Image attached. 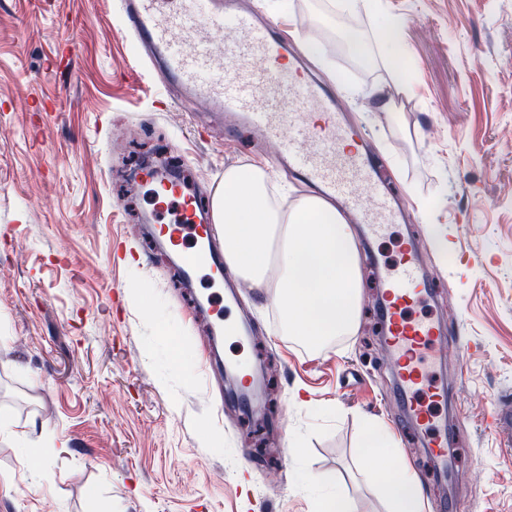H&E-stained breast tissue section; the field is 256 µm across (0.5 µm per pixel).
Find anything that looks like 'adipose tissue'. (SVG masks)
<instances>
[{"instance_id": "adipose-tissue-1", "label": "adipose tissue", "mask_w": 512, "mask_h": 512, "mask_svg": "<svg viewBox=\"0 0 512 512\" xmlns=\"http://www.w3.org/2000/svg\"><path fill=\"white\" fill-rule=\"evenodd\" d=\"M266 167L225 170L211 199L224 230V263L256 284L276 272L282 335L312 351L358 330L362 270L353 230L330 201L304 196L284 206L269 193ZM391 512H425L417 478L406 469L379 473Z\"/></svg>"}]
</instances>
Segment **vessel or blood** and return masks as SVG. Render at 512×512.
Segmentation results:
<instances>
[{
	"instance_id": "vessel-or-blood-1",
	"label": "vessel or blood",
	"mask_w": 512,
	"mask_h": 512,
	"mask_svg": "<svg viewBox=\"0 0 512 512\" xmlns=\"http://www.w3.org/2000/svg\"><path fill=\"white\" fill-rule=\"evenodd\" d=\"M126 30L150 52L164 77L180 84L188 97L213 113L225 130L244 123L276 150L283 166L322 195L358 214L370 233L384 232L396 213L373 178L369 159L345 142L348 125L336 110L335 94L310 77L286 39L235 0H121ZM232 28V46L223 41ZM176 202L180 221L159 231L164 244L180 250V270L191 281L210 266L224 276V243L219 225L178 182L161 184ZM193 228L192 248H184V228ZM387 346L405 394L413 396V419L430 436L439 467L448 465V438L438 425L437 407L446 405V388L432 383L423 356L443 337L435 321L414 320L408 310L429 290L414 250L387 275Z\"/></svg>"
}]
</instances>
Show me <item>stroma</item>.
<instances>
[{"instance_id":"stroma-1","label":"stroma","mask_w":512,"mask_h":512,"mask_svg":"<svg viewBox=\"0 0 512 512\" xmlns=\"http://www.w3.org/2000/svg\"><path fill=\"white\" fill-rule=\"evenodd\" d=\"M238 2L334 89L400 210L382 236L353 226L359 329L311 353L280 335L272 294L242 282L235 313L251 332L217 335L223 370L205 372L203 324L225 301L186 319L206 280L185 296L176 255L140 231L171 210L110 168L165 153L205 207L248 162L291 196L312 186L250 128L225 138L140 68L116 0H0V415L14 430L0 437V512H314L336 490L356 512H388L357 471L369 421L394 435L425 512H512V447L489 424L512 398V0ZM392 17L395 45L381 38ZM394 54L408 89L387 112ZM410 245L432 293L409 314L442 325L426 361L459 403L440 410L445 481L394 392L376 304L380 269Z\"/></svg>"}]
</instances>
